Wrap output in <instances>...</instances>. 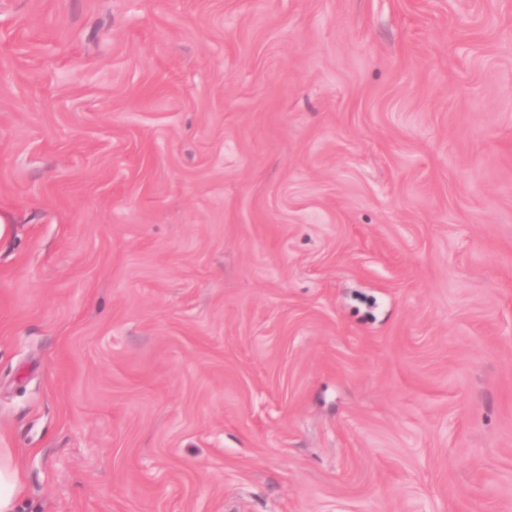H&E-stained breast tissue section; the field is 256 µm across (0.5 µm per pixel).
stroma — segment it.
I'll list each match as a JSON object with an SVG mask.
<instances>
[{
    "mask_svg": "<svg viewBox=\"0 0 512 512\" xmlns=\"http://www.w3.org/2000/svg\"><path fill=\"white\" fill-rule=\"evenodd\" d=\"M18 512H512V0H0Z\"/></svg>",
    "mask_w": 512,
    "mask_h": 512,
    "instance_id": "1",
    "label": "stroma"
}]
</instances>
